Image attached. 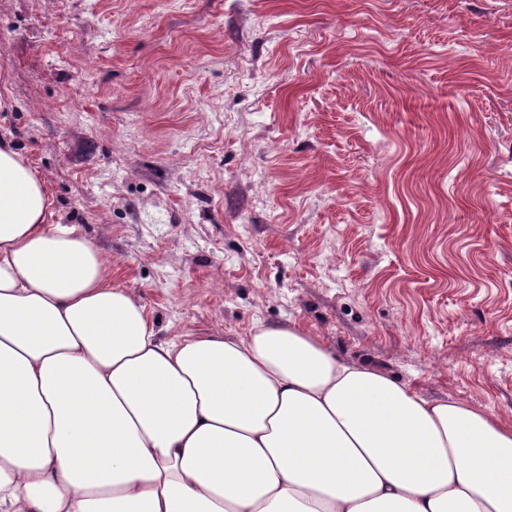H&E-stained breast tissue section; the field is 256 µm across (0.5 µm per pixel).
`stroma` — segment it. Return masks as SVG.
Segmentation results:
<instances>
[{"instance_id": "stroma-1", "label": "stroma", "mask_w": 512, "mask_h": 512, "mask_svg": "<svg viewBox=\"0 0 512 512\" xmlns=\"http://www.w3.org/2000/svg\"><path fill=\"white\" fill-rule=\"evenodd\" d=\"M0 139L162 338L512 424V0H0Z\"/></svg>"}]
</instances>
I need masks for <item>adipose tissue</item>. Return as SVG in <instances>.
I'll list each match as a JSON object with an SVG mask.
<instances>
[{
  "label": "adipose tissue",
  "instance_id": "obj_1",
  "mask_svg": "<svg viewBox=\"0 0 512 512\" xmlns=\"http://www.w3.org/2000/svg\"><path fill=\"white\" fill-rule=\"evenodd\" d=\"M0 140V512H512V426L294 323L162 338Z\"/></svg>",
  "mask_w": 512,
  "mask_h": 512
}]
</instances>
